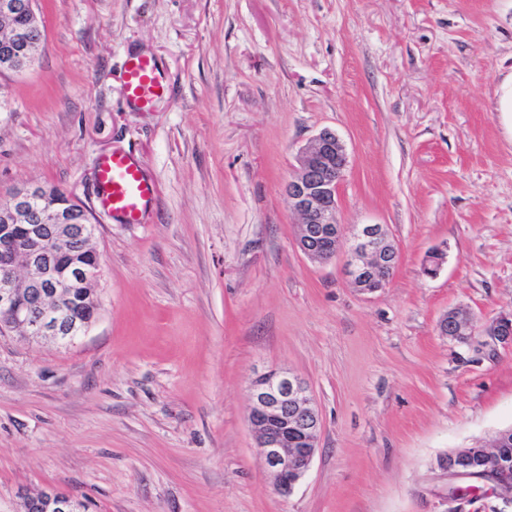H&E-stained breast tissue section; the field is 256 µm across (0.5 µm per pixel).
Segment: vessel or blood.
<instances>
[{"instance_id":"obj_1","label":"vessel or blood","mask_w":512,"mask_h":512,"mask_svg":"<svg viewBox=\"0 0 512 512\" xmlns=\"http://www.w3.org/2000/svg\"><path fill=\"white\" fill-rule=\"evenodd\" d=\"M124 85L130 101L150 107L169 92V86L152 58L135 55L125 63ZM100 205L124 224L141 223L156 198V187L127 154L113 152L98 169Z\"/></svg>"}]
</instances>
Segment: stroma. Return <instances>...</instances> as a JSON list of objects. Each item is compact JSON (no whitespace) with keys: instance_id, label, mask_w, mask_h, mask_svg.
<instances>
[{"instance_id":"1","label":"stroma","mask_w":512,"mask_h":512,"mask_svg":"<svg viewBox=\"0 0 512 512\" xmlns=\"http://www.w3.org/2000/svg\"><path fill=\"white\" fill-rule=\"evenodd\" d=\"M33 68L0 75V195L32 183L92 213L100 310L77 344L0 335V512L58 489L88 512H445L437 460L512 427V0H36ZM171 91L130 106L126 55ZM336 132L339 223L400 251L364 293L299 249L284 192ZM157 188L142 223L97 199L102 157ZM445 247L436 277L428 253ZM470 311L475 334L439 335ZM309 383L312 465L278 494L248 381ZM474 317L463 310H449L439 322V332L442 336L466 342L469 336H474ZM512 311L502 312L487 328V333L495 341L505 346H512Z\"/></svg>"}]
</instances>
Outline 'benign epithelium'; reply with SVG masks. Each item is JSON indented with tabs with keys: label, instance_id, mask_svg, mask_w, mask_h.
Returning <instances> with one entry per match:
<instances>
[{
	"label": "benign epithelium",
	"instance_id": "benign-epithelium-1",
	"mask_svg": "<svg viewBox=\"0 0 512 512\" xmlns=\"http://www.w3.org/2000/svg\"><path fill=\"white\" fill-rule=\"evenodd\" d=\"M23 10L28 25L0 37V67L12 72L28 70L36 61V46L44 30L35 11V0H0V20ZM345 147L335 132L324 129L303 149L298 175L285 186L289 207L301 219L299 249L314 261L334 258L345 251L344 270L359 290L384 288L398 263L399 251L382 224H357L347 229L336 220L339 188L347 167ZM42 185L17 189L0 202V326L28 340L57 345L73 344L92 324L71 317L79 289L97 280L100 263L64 265L60 258L74 250L82 237L93 240L95 225L90 213L73 195L50 201ZM446 252H430L423 270L437 274ZM474 317L450 310L439 322L441 335L465 342L474 335ZM495 341L512 346V311L502 312L487 328ZM250 423L256 436V455L270 474L274 489L290 494L309 470L321 432V419L307 383L290 372L269 370L250 380ZM508 432L493 439L480 463H470L466 448L449 451L438 460L448 477L473 478L492 474L490 491L504 507L512 509V466L500 459L497 448ZM45 512H84L83 501L65 495H46L32 507Z\"/></svg>",
	"mask_w": 512,
	"mask_h": 512
}]
</instances>
